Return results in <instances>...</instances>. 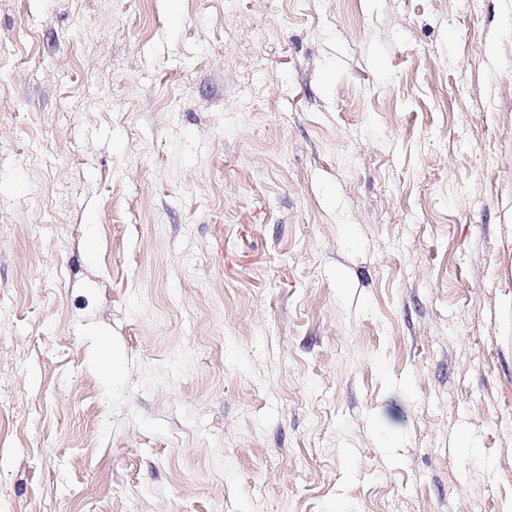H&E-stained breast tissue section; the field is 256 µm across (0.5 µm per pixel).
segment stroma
I'll return each instance as SVG.
<instances>
[{
  "label": "stroma",
  "instance_id": "obj_1",
  "mask_svg": "<svg viewBox=\"0 0 512 512\" xmlns=\"http://www.w3.org/2000/svg\"><path fill=\"white\" fill-rule=\"evenodd\" d=\"M0 512H512V0H0Z\"/></svg>",
  "mask_w": 512,
  "mask_h": 512
}]
</instances>
